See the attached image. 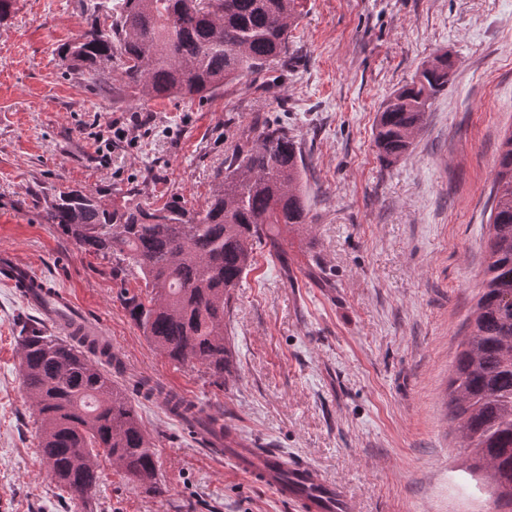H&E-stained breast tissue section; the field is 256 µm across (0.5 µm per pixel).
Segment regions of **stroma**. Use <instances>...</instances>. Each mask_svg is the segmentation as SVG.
Returning a JSON list of instances; mask_svg holds the SVG:
<instances>
[{"label": "stroma", "mask_w": 512, "mask_h": 512, "mask_svg": "<svg viewBox=\"0 0 512 512\" xmlns=\"http://www.w3.org/2000/svg\"><path fill=\"white\" fill-rule=\"evenodd\" d=\"M80 0H16L0 23V253L12 252L117 357L112 378L155 443L161 494L99 459L94 512H290L187 436L140 380L223 412L242 442L344 486L357 512H505L450 420L449 381L487 260L495 161L512 131V0H302L288 58L203 101L90 91L57 48L92 23ZM447 91L398 162L374 143L380 105L441 53ZM151 132L112 136L134 115ZM277 123L305 159V229L255 249L225 318L232 375L153 349L119 296L140 279L45 223L60 183L104 202L202 209L234 145ZM42 322L0 281V512H77L41 459L18 338Z\"/></svg>", "instance_id": "stroma-1"}]
</instances>
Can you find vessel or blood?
Wrapping results in <instances>:
<instances>
[{"mask_svg": "<svg viewBox=\"0 0 512 512\" xmlns=\"http://www.w3.org/2000/svg\"><path fill=\"white\" fill-rule=\"evenodd\" d=\"M0 270L6 273L12 286L26 289V301L38 309L47 322L64 321L70 329L96 335L92 323L64 320V313L72 308L70 297L61 291L36 287V273L13 254H0ZM212 443L216 455L226 456L236 471L251 482L272 490L295 512H353L354 506L343 490L309 463L292 460L274 449L260 451L244 444L228 448L219 436L214 437Z\"/></svg>", "mask_w": 512, "mask_h": 512, "instance_id": "vessel-or-blood-1", "label": "vessel or blood"}]
</instances>
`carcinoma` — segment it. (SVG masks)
Segmentation results:
<instances>
[{
  "instance_id": "carcinoma-1",
  "label": "carcinoma",
  "mask_w": 512,
  "mask_h": 512,
  "mask_svg": "<svg viewBox=\"0 0 512 512\" xmlns=\"http://www.w3.org/2000/svg\"><path fill=\"white\" fill-rule=\"evenodd\" d=\"M300 0H96L93 22L58 56L90 85L120 71L133 101L214 96L234 81L288 57V30ZM448 54L424 62L411 83L384 102L374 140L382 159L403 157L433 100L448 90ZM301 149L288 131L267 125L236 146L215 176L205 207L152 208L124 200L106 206L93 193L58 190L44 219L89 255L137 274L146 294L121 305L143 336L177 364H198L222 388L231 374L224 313L251 266L255 246L282 256L279 226L307 223ZM489 260L466 348L450 381L452 421L491 471L497 502L512 508V132L495 167ZM87 337L56 336L32 325L20 337L19 370L40 420L39 448L70 500L87 512L105 457L135 487L162 493L152 438L112 374L92 359ZM196 435L233 430L199 410L182 418Z\"/></svg>"
}]
</instances>
